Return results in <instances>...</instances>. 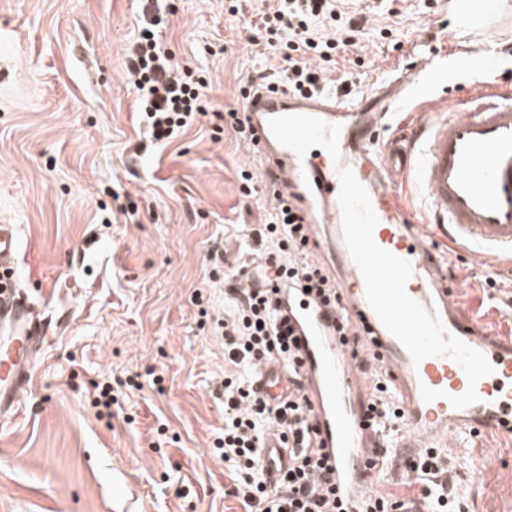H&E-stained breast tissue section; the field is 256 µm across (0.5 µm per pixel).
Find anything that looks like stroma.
I'll use <instances>...</instances> for the list:
<instances>
[{"mask_svg":"<svg viewBox=\"0 0 512 512\" xmlns=\"http://www.w3.org/2000/svg\"><path fill=\"white\" fill-rule=\"evenodd\" d=\"M497 3L461 25L453 0H401L391 35L362 43L363 91L436 38L449 58L483 59L452 66L448 103L482 97L490 76L512 92V58L496 51L512 40V0ZM273 5L247 0L233 20L224 0H175L162 39L175 65L204 75L211 113L150 147L128 73L138 0H0V224L18 228V285L44 338L14 417L0 422V512H243L210 450L224 430V340L198 302L224 313L211 252L230 269L261 262L249 233L272 202L262 189L242 198L236 173L263 167L219 115L237 108L240 80L281 65L248 40ZM396 193L454 262L470 313L512 336V266L461 255L432 236L410 182ZM134 375L123 414L98 418L94 382ZM464 455L454 479L467 512H512V442L470 438Z\"/></svg>","mask_w":512,"mask_h":512,"instance_id":"35a3bbf8","label":"stroma"}]
</instances>
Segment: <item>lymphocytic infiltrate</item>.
Instances as JSON below:
<instances>
[{"mask_svg":"<svg viewBox=\"0 0 512 512\" xmlns=\"http://www.w3.org/2000/svg\"><path fill=\"white\" fill-rule=\"evenodd\" d=\"M144 23L129 50V72L137 89V112L154 145L177 138L207 106L205 82L191 68L175 70L171 55L157 36L167 23L166 0H143ZM366 35L364 13L354 0H277L264 13L250 38L252 44L277 54L281 70L257 74L261 84L287 87L297 95L329 91L337 99L354 96L353 78L328 80L337 59L359 46ZM262 256L261 282L239 287V277H224V297L232 303L218 325L224 335V431L213 454L224 463L231 493L243 512H338L331 499L332 470L315 435L313 411L301 388L287 400L271 404L254 387L257 369L270 362L287 367L299 379V340L278 310L282 284L309 289L312 296L340 299L341 288L309 249L310 227L292 203L278 202L264 224L251 233ZM363 372L373 383L366 414L380 428L400 425L403 414L392 399L384 376L369 361ZM277 432L289 449L288 470L277 481L267 480L261 465L265 435ZM407 477L398 491H375L361 512H465V502L451 479L447 453L423 450L405 463Z\"/></svg>","mask_w":512,"mask_h":512,"instance_id":"lymphocytic-infiltrate-1","label":"lymphocytic infiltrate"}]
</instances>
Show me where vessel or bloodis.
Masks as SVG:
<instances>
[{
    "label": "vessel or blood",
    "instance_id": "obj_1",
    "mask_svg": "<svg viewBox=\"0 0 512 512\" xmlns=\"http://www.w3.org/2000/svg\"><path fill=\"white\" fill-rule=\"evenodd\" d=\"M447 82L443 58H421L408 73L396 75L388 87L369 96L337 100L332 93L295 96L287 90L254 89L248 116L256 141L251 154L263 163L280 197H292L310 224L329 272L342 288L341 308L310 299H281L303 355L304 395L314 414L318 440L331 466L348 480L355 501L377 489L378 460L383 452L379 432L365 425L363 408L371 381L336 337V324L349 318L374 341L375 365L392 381L404 415L392 443L396 452L454 447L459 437L493 434L512 440V338L481 330L459 298V286L449 279L431 246L422 240L393 188L411 180L435 234L472 256H495L512 262V98L467 101L463 111L437 101ZM408 105L424 110L425 118L407 138L374 145L388 113ZM280 115L317 117L341 127V163L323 149L311 148L297 159L279 144L268 128ZM349 166L369 192L379 219L374 240L408 260L413 275L408 294L439 316L446 330L482 352L493 374L476 385L478 402L455 408L449 396L464 393L468 379L451 358L435 356L413 364L403 345L380 323L365 298L363 277L342 238L338 203V165ZM20 252L17 228L0 224V416L18 407L34 362L36 311L16 284ZM256 389L270 401L288 393L286 367L259 368ZM443 391V398L423 402L421 386ZM288 451L275 436L261 449L264 472L277 480L288 468Z\"/></svg>",
    "mask_w": 512,
    "mask_h": 512
}]
</instances>
